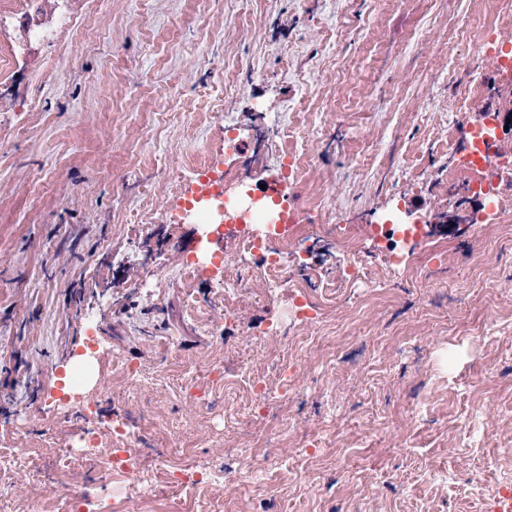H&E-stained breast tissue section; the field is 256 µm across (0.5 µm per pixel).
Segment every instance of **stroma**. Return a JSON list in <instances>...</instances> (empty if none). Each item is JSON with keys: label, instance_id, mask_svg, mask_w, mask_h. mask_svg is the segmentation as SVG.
Masks as SVG:
<instances>
[{"label": "stroma", "instance_id": "obj_1", "mask_svg": "<svg viewBox=\"0 0 512 512\" xmlns=\"http://www.w3.org/2000/svg\"><path fill=\"white\" fill-rule=\"evenodd\" d=\"M60 9L73 26L50 42L21 44L23 21H0V48L21 45L0 61V450H39L42 465L4 472L0 490L22 512L68 497L112 512L106 462L54 465L71 426L50 397L83 364L89 427H141L137 475L188 449L213 476L205 506L491 512L512 484V222L434 218L475 204L448 188L465 136L446 141L469 60L483 76L469 123L512 110L474 56L512 40V0H34L31 15ZM294 150L308 324L233 238L205 247L202 225L171 221L200 164L256 192ZM397 208L422 226L398 266L368 231ZM343 234L367 268L355 286ZM206 253L243 282L234 324L221 286L178 272ZM275 318L279 335H249ZM121 358L165 386L138 385ZM240 365L266 384L251 416L243 389L209 383ZM264 462L257 492L241 477Z\"/></svg>", "mask_w": 512, "mask_h": 512}]
</instances>
